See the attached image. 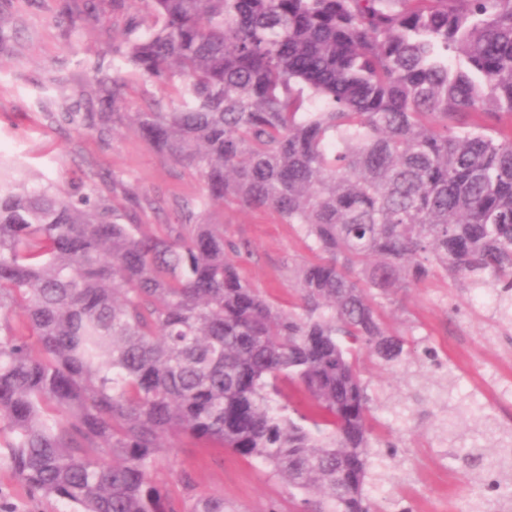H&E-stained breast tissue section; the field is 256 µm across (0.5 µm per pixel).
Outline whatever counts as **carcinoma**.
<instances>
[{
  "label": "carcinoma",
  "instance_id": "obj_1",
  "mask_svg": "<svg viewBox=\"0 0 512 512\" xmlns=\"http://www.w3.org/2000/svg\"><path fill=\"white\" fill-rule=\"evenodd\" d=\"M121 60L165 88L133 125L202 183L177 224L0 176V448L72 512H234L154 480L166 436L262 465L303 512H374L363 355L381 299L439 273L512 326V0H145ZM141 213L157 196L128 194ZM271 210L315 260L284 308L212 208ZM20 311L22 322L13 323ZM307 401L277 400L279 383ZM473 491L512 505V432Z\"/></svg>",
  "mask_w": 512,
  "mask_h": 512
}]
</instances>
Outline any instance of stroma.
I'll list each match as a JSON object with an SVG mask.
<instances>
[{
    "label": "stroma",
    "mask_w": 512,
    "mask_h": 512,
    "mask_svg": "<svg viewBox=\"0 0 512 512\" xmlns=\"http://www.w3.org/2000/svg\"><path fill=\"white\" fill-rule=\"evenodd\" d=\"M147 12L144 0H0V169L20 168L30 184H53L74 199L89 193L122 205L125 190L164 198L163 212L142 223L172 224L175 204L193 199L189 170L153 150L131 124L133 113L164 97L133 68L116 66L118 37ZM124 96L110 103L113 77ZM119 112L105 131L69 122ZM224 236L248 243L238 264L241 279L276 303L297 295L295 273L314 255L295 228L272 211L230 205L211 213ZM389 332L405 335L406 354L391 368L361 365V379L380 421L372 441L382 461L381 481L368 488L380 512H469L470 487L486 477L485 461L451 458L453 447L484 445L486 422L512 430V330L499 326L495 307L479 290L435 276L399 290L384 303ZM456 419L459 437L440 431ZM155 480L172 497L183 493L182 472L198 492L218 494L235 512H292L288 489L258 464L223 448L172 437ZM0 507L5 512H68L65 502L35 498L0 465Z\"/></svg>",
    "instance_id": "35a3bbf8"
}]
</instances>
